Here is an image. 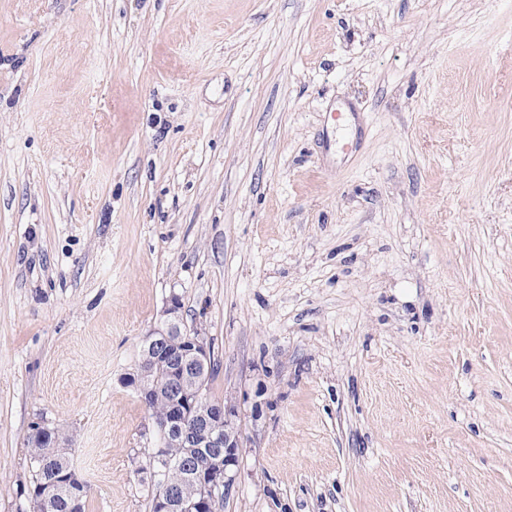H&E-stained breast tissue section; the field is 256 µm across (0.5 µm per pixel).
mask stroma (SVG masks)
Returning <instances> with one entry per match:
<instances>
[{
    "mask_svg": "<svg viewBox=\"0 0 512 512\" xmlns=\"http://www.w3.org/2000/svg\"><path fill=\"white\" fill-rule=\"evenodd\" d=\"M173 295L224 512H512V0H0V512L42 420L150 512ZM180 310L179 297L171 296L157 324L146 336L140 353L139 373L125 377L124 381L144 406H148L146 411L149 415L160 418L153 419L158 443L151 454L152 480L155 482L158 474L167 476L170 470L183 469L188 470L186 478H197L202 487L198 499H184L179 496L175 485L167 479L161 481L155 495L154 512H222L224 499L234 483L232 467L238 461L241 439L232 419L235 416L234 408L224 405V401L209 398V385L217 370L214 351L203 336L191 335L181 329ZM165 348V355L151 363L149 377L163 381L169 376L165 386L167 393L156 394L150 402L156 388L146 379L147 357L160 354ZM167 394L170 396V408ZM171 443V448H168ZM164 448L169 457L164 453ZM186 448L192 454L194 452L193 459L204 458L206 464L173 463L170 458L177 461L187 456Z\"/></svg>",
    "mask_w": 512,
    "mask_h": 512,
    "instance_id": "1",
    "label": "stroma"
}]
</instances>
